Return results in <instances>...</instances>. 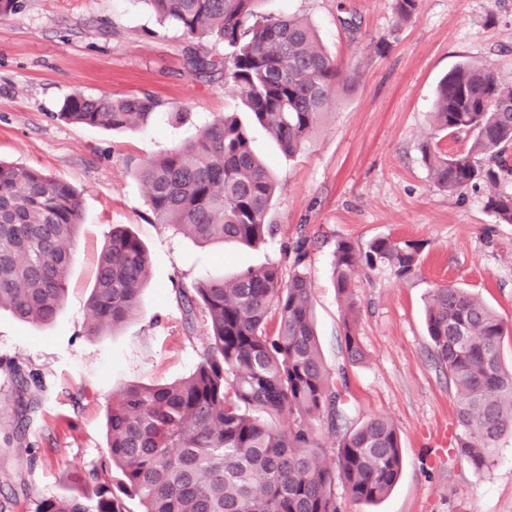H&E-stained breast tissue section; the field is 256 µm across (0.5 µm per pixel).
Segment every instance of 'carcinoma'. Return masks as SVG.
I'll use <instances>...</instances> for the list:
<instances>
[{"mask_svg": "<svg viewBox=\"0 0 512 512\" xmlns=\"http://www.w3.org/2000/svg\"><path fill=\"white\" fill-rule=\"evenodd\" d=\"M193 43L209 39L224 55L189 45L195 77L220 74L280 150L293 157L311 142L337 94L354 85L356 67L331 58L309 23L263 15L260 0H145ZM421 0H393L398 23ZM161 102L135 97H68L58 117L68 123L133 130ZM432 119L452 137L472 136L468 149L444 154L427 144L423 160L436 186L461 194L478 182L498 224H512V192L499 189L512 149V87L489 64H463L439 83ZM147 204L160 224L202 243L259 247L274 235L268 215L274 178L253 152L249 128L233 112L218 116L192 141L138 168ZM83 224L80 195L42 171L0 160V309L42 328L63 307L74 246ZM297 242L294 269L283 276L270 261L230 279L195 280L179 290L184 320L202 313L207 344L185 378L166 385L129 384L106 409V446L83 478V492L35 501L34 512H338L332 488L366 504L392 492L402 470L401 441L382 416L360 417L346 398L345 370L323 362L312 315V281ZM418 243L378 237L361 250L336 240L333 283L345 311L343 353H365L355 332L356 270L386 267L398 278L418 268ZM149 279L141 240L115 226L101 249L90 294L87 334L115 330L137 315ZM276 318L269 326L270 318ZM425 323L437 365L453 388L457 452L481 472L504 437L512 436V368L503 364L507 326L478 295L440 286L429 295ZM24 437L34 401L17 375ZM333 441V463L317 423ZM118 471L122 479H114Z\"/></svg>", "mask_w": 512, "mask_h": 512, "instance_id": "obj_1", "label": "carcinoma"}]
</instances>
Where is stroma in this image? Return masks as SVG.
Masks as SVG:
<instances>
[{"instance_id":"1","label":"stroma","mask_w":512,"mask_h":512,"mask_svg":"<svg viewBox=\"0 0 512 512\" xmlns=\"http://www.w3.org/2000/svg\"><path fill=\"white\" fill-rule=\"evenodd\" d=\"M260 9L308 20L329 56L356 67L354 91L338 93L302 154H280L266 131L253 126V147L279 185L269 216L275 235L260 249L203 246L157 223L135 175L149 159L194 139L214 117L242 109L222 78L188 74L186 42L175 26L159 22L145 0H25L21 11L0 18V160L69 183L84 213L55 322L38 330L0 311L6 512H33L35 499L79 487L106 445L105 413L114 392L193 371L207 329L200 317L186 329L178 283L230 277L269 261L290 272L302 237L323 361L333 371L345 368L361 417L382 416L395 425L404 460L380 503L355 501L335 485L339 512H512V438L501 441L481 474L450 449L457 431L453 391L424 322L432 289L453 285L481 295L512 328V224L496 223L484 184L460 195L438 189L421 153L427 142L451 153L470 142L432 125L436 86L448 71L488 63L512 84V0H421L417 15L401 25L393 0H261ZM350 16L359 25L354 34L341 24ZM145 91L161 106L133 131L77 126L58 116L76 93ZM115 225L143 242L150 282L133 319L90 336L96 260ZM380 236L419 243L420 262L406 279L385 268L356 272V334L365 358L348 365L332 251L340 238L363 248ZM17 371L39 402L20 440L12 436Z\"/></svg>"}]
</instances>
